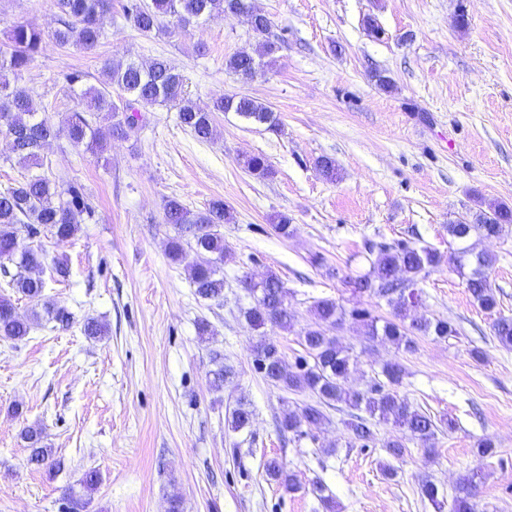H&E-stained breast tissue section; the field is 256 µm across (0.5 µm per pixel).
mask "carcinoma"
<instances>
[{
  "label": "carcinoma",
  "instance_id": "cac0c4a2",
  "mask_svg": "<svg viewBox=\"0 0 512 512\" xmlns=\"http://www.w3.org/2000/svg\"><path fill=\"white\" fill-rule=\"evenodd\" d=\"M60 14V25L51 33L52 41L63 48L94 50L103 34V18L112 12V0H52ZM123 17L139 32L149 35L175 34L187 26L214 14L246 16L250 31L260 40L262 57H271L279 49L269 39L270 21L259 12L252 0H127L122 5ZM8 48H0V134L9 137L11 157L26 171L21 180L0 191V273L7 287L34 302L30 314L18 313L11 297L0 294V337L18 341L30 334L41 316L66 329L73 323L72 313L64 306L41 301L44 282L36 271L44 262L42 251L20 244L21 236L36 237L45 230L58 243L76 236L81 225L94 217L90 197L72 179H53L40 172L45 166L41 156L51 140L65 138L73 146H86L103 155L114 139H127L144 119L142 110L160 105L177 108L182 127L199 140L215 135V112H234L240 117L270 128L278 126L274 111L247 96H227L216 99L210 111L201 109L185 98L184 76L169 60L160 57L148 63L137 61L103 62V80L80 90L81 74H69L66 82L77 99L74 109L54 120L42 111L33 95L18 84L23 70L45 46L44 33L27 20L16 21L9 30ZM267 63L256 60L247 52H237L225 61V68L240 80H253ZM120 91L113 98L112 88ZM244 167L254 176L265 179L274 171L268 158L254 154L244 160ZM231 214L222 199L210 201L207 208L195 212L176 198L163 204V223L175 229L168 241V256L174 262L182 258L184 246H190L197 260L190 266L189 279L197 297L221 304L224 301V277L221 266L227 258L224 237L217 227L230 221ZM512 224V208L506 204L489 205V210L476 215L474 221H459L448 225V236L465 243L458 251L460 267L473 265L467 288L478 306L485 312L498 310L497 296L489 284L485 270L496 262V256L476 252L466 244L471 236L498 237ZM440 262L438 255L423 247L399 242L380 247L369 271L351 281L356 293L369 292L387 299L393 318L380 320L365 309L350 311L332 299H322L313 306L314 322L300 330L298 336L306 355L285 361L277 343L266 335V328L291 331L295 314L287 301L282 280L271 273L252 283L247 292L254 304L243 311L249 325L259 332L254 349L257 371L272 384L290 391H308L316 397L313 403L296 409H285L279 420L280 430L297 437L309 435L326 424L325 407L344 404L352 409L345 422L349 439L368 448L375 441L371 420L391 423L398 428L396 436L383 444L388 455L399 459L406 451L405 441L415 443L424 452L435 448L440 426L430 414L401 395L405 369L399 362L382 365L379 376L363 390L351 387L348 379L354 357L350 349L328 334L346 318L357 322L363 335L371 342L388 341L396 349L410 352L414 337L431 336L446 340L457 329L444 318L409 319V312L419 301L415 285ZM15 270H10V267ZM492 332L498 343L512 348V317L498 315L492 322ZM252 411L237 402L231 412V428L240 431L251 422ZM21 436L31 449L30 462L56 468L52 449L42 445V429L26 426ZM267 474L286 491L302 489L293 473L284 470L275 460L266 464ZM484 475L471 472L462 476L447 498L432 480L422 481L421 496L435 512H479L478 494Z\"/></svg>",
  "mask_w": 512,
  "mask_h": 512
}]
</instances>
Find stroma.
Returning a JSON list of instances; mask_svg holds the SVG:
<instances>
[{"label": "stroma", "instance_id": "35a3bbf8", "mask_svg": "<svg viewBox=\"0 0 512 512\" xmlns=\"http://www.w3.org/2000/svg\"><path fill=\"white\" fill-rule=\"evenodd\" d=\"M122 3L112 0L95 51L50 43L22 73L20 85L49 115L76 104L67 73L95 85L102 59L164 57L199 107L247 94L272 108L280 129L219 112L215 136L201 141L181 127L176 109L157 106L129 139L113 140L107 158L63 139L44 149L46 175L81 183L95 215L66 245L37 238L47 258L44 297L73 313L72 325L44 319L24 340L0 339V512H67V489L91 469L101 482L84 512H168L174 493L183 512H327L313 491L318 481L339 512H433L421 478L449 495L476 469L485 476L481 512H512V348L494 339L493 318L474 302L470 271L456 261L460 243L448 235L450 224L472 218L479 199L512 206V0H254L280 49L247 83L225 68L233 53L259 51L243 18L216 15L176 36H145L124 19ZM461 11L463 29L454 25ZM369 16L381 37L365 30ZM20 19L47 32L58 25L43 0H0V45ZM378 73L391 79V91L377 86ZM257 153L273 177L244 169L243 157ZM322 157L335 160L336 181L319 174ZM169 197L196 211L220 198L230 210L231 222L219 228L229 254L223 305L195 295L193 249L176 263L167 256ZM277 213L288 216L292 235L275 233ZM397 241L440 256L418 283L411 317L448 319L458 333L438 342L417 337L415 351L404 353L366 341L345 321L335 334L356 359L350 384L366 388L384 363L399 361L401 394L456 428L439 435L432 453L412 443L397 461L383 448L396 428L375 424V445L360 447L347 439L342 406L328 410L315 438L281 433L283 410L312 396L255 370L257 333L240 314L253 299L240 277L281 278L300 328L325 298L387 319L386 300L353 292L349 281L367 273L376 248ZM476 247L496 256L488 278L500 312L512 315V231ZM62 254L63 277L52 265ZM89 318L105 324L106 335H87ZM202 319L213 329L204 340ZM220 360L233 372L218 389ZM240 401L253 416L235 431L229 421ZM28 425L43 428L61 469L30 464L21 437ZM487 435L496 453L482 457L476 446ZM271 459L297 475L299 492L268 477ZM387 464L395 476L384 474Z\"/></svg>", "mask_w": 512, "mask_h": 512}]
</instances>
